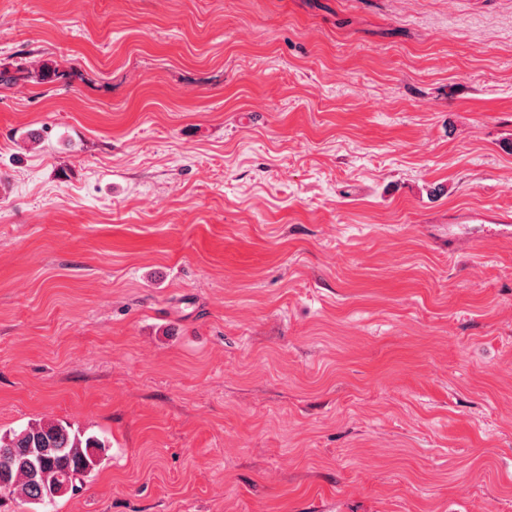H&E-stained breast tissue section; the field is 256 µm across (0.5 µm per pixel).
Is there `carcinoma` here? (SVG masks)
<instances>
[{
  "instance_id": "obj_1",
  "label": "carcinoma",
  "mask_w": 512,
  "mask_h": 512,
  "mask_svg": "<svg viewBox=\"0 0 512 512\" xmlns=\"http://www.w3.org/2000/svg\"><path fill=\"white\" fill-rule=\"evenodd\" d=\"M67 76V71L54 61L39 66L18 62L0 68V85L10 87L20 82L53 83ZM9 449V475L0 482V500L19 499L33 505H48L55 499L77 490L108 450L105 442L95 436H83L54 421L40 420L18 431L0 434V449ZM43 448L45 455L32 468L27 450Z\"/></svg>"
}]
</instances>
